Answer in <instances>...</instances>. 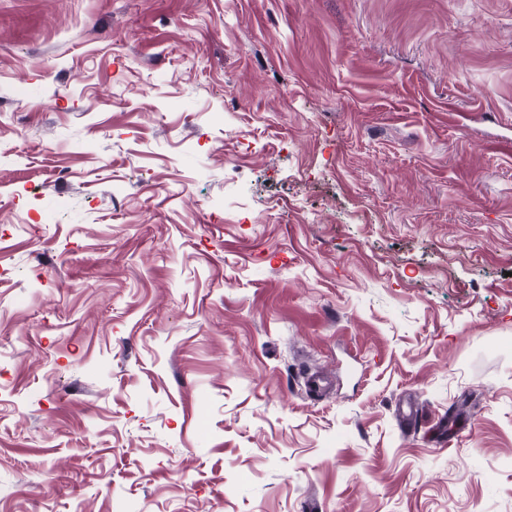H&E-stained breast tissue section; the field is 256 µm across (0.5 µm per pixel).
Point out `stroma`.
Returning a JSON list of instances; mask_svg holds the SVG:
<instances>
[{
  "label": "stroma",
  "mask_w": 512,
  "mask_h": 512,
  "mask_svg": "<svg viewBox=\"0 0 512 512\" xmlns=\"http://www.w3.org/2000/svg\"><path fill=\"white\" fill-rule=\"evenodd\" d=\"M1 246L0 512H512V0H0Z\"/></svg>",
  "instance_id": "stroma-1"
}]
</instances>
